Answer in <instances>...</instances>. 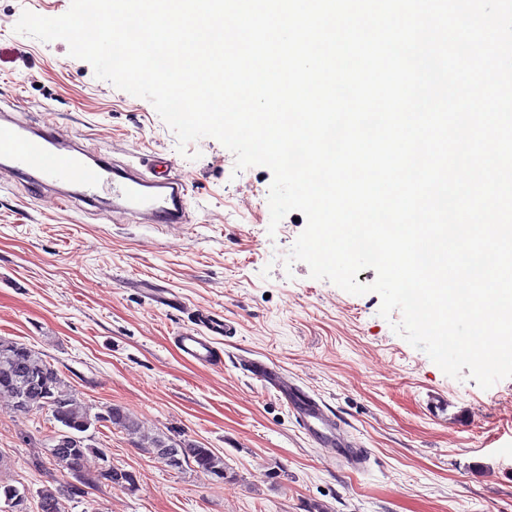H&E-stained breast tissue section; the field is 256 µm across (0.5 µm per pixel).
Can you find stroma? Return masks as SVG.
Listing matches in <instances>:
<instances>
[{
	"instance_id": "1",
	"label": "stroma",
	"mask_w": 512,
	"mask_h": 512,
	"mask_svg": "<svg viewBox=\"0 0 512 512\" xmlns=\"http://www.w3.org/2000/svg\"><path fill=\"white\" fill-rule=\"evenodd\" d=\"M71 0H0V107L53 123L116 159L151 165L167 155L187 184L190 221L155 229L81 206L59 207L26 179L0 184V337L40 352L91 412L117 405L139 428L92 434L113 465L137 476L130 492L101 481L71 496L75 476L35 467L57 424L23 414L0 395V483L62 489L65 512H512V378L482 389L446 376L379 314L381 298L349 294L284 259L306 226L288 213L269 231L272 172L235 171V158L204 137L177 150L152 104L96 78L65 41L15 32L22 11L63 15ZM152 279L182 294L159 307L131 287ZM224 314L222 365L202 368L173 337L192 308ZM262 357L321 396L370 448L367 469L312 447L277 396L238 367ZM448 399L430 415L429 396ZM192 439L214 449L227 479L171 469L143 435Z\"/></svg>"
}]
</instances>
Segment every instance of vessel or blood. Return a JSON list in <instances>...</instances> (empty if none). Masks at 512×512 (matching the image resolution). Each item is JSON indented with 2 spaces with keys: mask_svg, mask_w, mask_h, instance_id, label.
I'll return each mask as SVG.
<instances>
[{
  "mask_svg": "<svg viewBox=\"0 0 512 512\" xmlns=\"http://www.w3.org/2000/svg\"><path fill=\"white\" fill-rule=\"evenodd\" d=\"M173 161L163 170L138 169L111 162L90 146L69 139L56 126H33L18 116L0 113V182L21 173H33L37 189L57 190L61 206L94 203L111 197L115 212L142 224H185L189 221L188 187L174 175ZM145 296L170 308L181 306V299L167 288L142 281ZM231 324L218 313L202 311L196 325L181 328L174 342L183 356L204 368L222 363L217 347L219 337L228 335ZM247 372L287 402L310 443L333 449L339 459L353 468L366 464L369 449L357 443L349 430L331 414L326 403L274 363L247 359Z\"/></svg>",
  "mask_w": 512,
  "mask_h": 512,
  "instance_id": "vessel-or-blood-1",
  "label": "vessel or blood"
}]
</instances>
